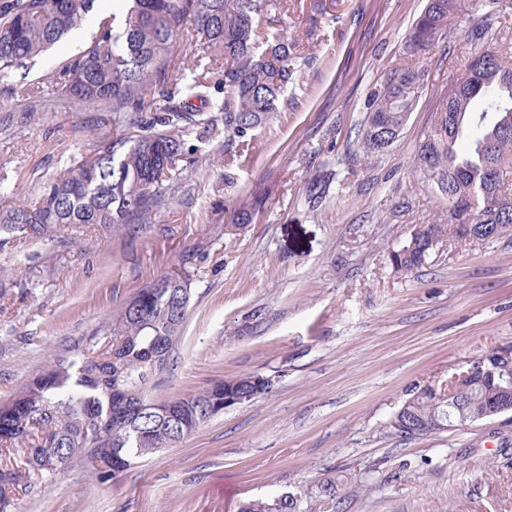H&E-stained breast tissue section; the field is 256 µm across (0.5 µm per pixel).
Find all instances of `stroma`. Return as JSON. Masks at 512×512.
<instances>
[{"label":"stroma","mask_w":512,"mask_h":512,"mask_svg":"<svg viewBox=\"0 0 512 512\" xmlns=\"http://www.w3.org/2000/svg\"><path fill=\"white\" fill-rule=\"evenodd\" d=\"M425 0H287L298 90L257 131L245 165L224 133L187 139L185 177L138 234L95 225L0 250V403L42 368L83 349L141 288L181 270L192 308L165 401L258 374L268 395L212 418L174 448L100 481L75 465L33 483L10 512H240L335 479L343 512H512V424L484 421L424 438L390 422L411 390L512 346V240L443 243L418 270L388 255L445 208L417 183L414 157L439 97L464 69L465 12L429 54L406 50ZM95 17L28 70L0 79V184L32 196L89 132L85 113L21 119L17 91L56 75L91 41ZM423 70L396 143L372 159L354 145L366 99L389 72ZM252 221L238 228L236 210Z\"/></svg>","instance_id":"1"}]
</instances>
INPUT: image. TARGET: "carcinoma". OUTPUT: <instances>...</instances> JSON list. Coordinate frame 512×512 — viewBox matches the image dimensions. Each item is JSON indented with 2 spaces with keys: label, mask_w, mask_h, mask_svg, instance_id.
I'll return each instance as SVG.
<instances>
[{
  "label": "carcinoma",
  "mask_w": 512,
  "mask_h": 512,
  "mask_svg": "<svg viewBox=\"0 0 512 512\" xmlns=\"http://www.w3.org/2000/svg\"><path fill=\"white\" fill-rule=\"evenodd\" d=\"M95 0H0V77L29 67L92 12ZM285 0H127L121 22L101 16L97 33L69 58L51 90L24 89L27 111L64 108L93 112L90 138L56 176L40 184L30 202L0 204V249L22 238L48 236L72 224L133 228L150 224L169 203V183L180 178L186 138L215 131L224 142L248 146L253 132L274 117L280 97L299 86L296 57L273 23ZM460 0H427L413 21L408 49L418 56L437 34L450 31ZM487 12L470 41L496 27ZM188 41L195 60L170 88L177 45ZM508 44H485L440 96L434 125L415 156L418 182L433 190L448 223L423 224L391 252L394 269L421 267L443 239L497 241L512 237V55ZM224 85V96L215 95ZM423 85L421 71L397 69L370 94L356 145L366 157L382 154L394 131H403ZM190 279L163 275L112 313L89 347L63 357L30 378L0 404V512L36 476L52 482L68 465L97 463L104 481L166 448L208 422L224 391L256 388L251 375L217 380L182 397L148 399L152 380L171 369L191 306ZM470 377L447 393L419 388L409 397L412 438L447 431L448 421H469L500 400L512 377V350L463 365ZM32 448L25 468L17 448ZM338 508L336 482L316 491ZM240 512H304L290 493L251 500Z\"/></svg>",
  "instance_id": "cac0c4a2"
}]
</instances>
